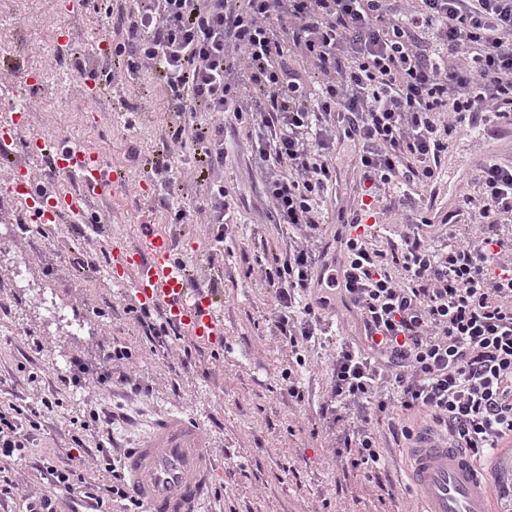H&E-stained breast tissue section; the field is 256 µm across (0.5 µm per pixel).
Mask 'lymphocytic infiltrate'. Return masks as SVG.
<instances>
[{"instance_id": "1", "label": "lymphocytic infiltrate", "mask_w": 512, "mask_h": 512, "mask_svg": "<svg viewBox=\"0 0 512 512\" xmlns=\"http://www.w3.org/2000/svg\"><path fill=\"white\" fill-rule=\"evenodd\" d=\"M103 37L87 55H104L105 84L124 88L158 76L178 120L151 179L175 198L180 151L204 167L213 223L234 221L224 184V134H242L259 169L270 223L291 229L284 253L261 264L275 288L273 326L300 350L328 335L318 271L339 238L336 295L357 313L362 340L342 343L333 361L327 411L345 422L339 445L353 470L391 493L374 412L397 411L394 441H412L414 417L443 426L475 460L512 441V156L493 153L473 171L472 194L443 220L423 202L403 223L378 208L392 191L432 187L448 139L478 112L512 120V0H100ZM220 115L204 127L195 115ZM352 142L354 201L337 200V150ZM384 237V247L374 241ZM39 411L0 410V457L25 459ZM85 477L69 456L49 468L51 493L26 512H57L55 490L89 499L104 512L130 500L122 473Z\"/></svg>"}]
</instances>
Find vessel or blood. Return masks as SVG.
Returning a JSON list of instances; mask_svg holds the SVG:
<instances>
[{
    "label": "vessel or blood",
    "mask_w": 512,
    "mask_h": 512,
    "mask_svg": "<svg viewBox=\"0 0 512 512\" xmlns=\"http://www.w3.org/2000/svg\"><path fill=\"white\" fill-rule=\"evenodd\" d=\"M59 172L78 175V193L47 194L31 183L25 170H17L14 184L31 198H47V207L35 208L31 220L53 224L66 215L91 221L85 206L89 196L118 184L121 175L95 154L78 146L57 150ZM113 258L133 267L132 301L135 306L160 309L185 335L211 344L223 330V317L211 297L194 285L186 263L162 234L143 235L135 246L114 248ZM409 484L416 489L420 512H496L491 476L447 439L420 431L408 448ZM123 469L131 496L145 512H197L208 491L213 463L200 431L184 417L159 418L138 447L130 449Z\"/></svg>",
    "instance_id": "vessel-or-blood-1"
}]
</instances>
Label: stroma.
I'll use <instances>...</instances> for the list:
<instances>
[{
    "mask_svg": "<svg viewBox=\"0 0 512 512\" xmlns=\"http://www.w3.org/2000/svg\"><path fill=\"white\" fill-rule=\"evenodd\" d=\"M68 2L16 0L10 17L0 20V109L17 98L12 70L30 69L41 78L17 137L0 152V406L20 403L43 412L30 443L35 465L8 471L14 495L0 512H23L27 500L47 493L39 470L65 464L74 418L96 413L102 419L83 436L86 478L97 483L100 453L120 460L158 415L171 410L191 419L219 464L207 512H414L417 499L401 448L391 450L394 488L385 500L336 456V428L323 412L335 345L308 343L297 377L302 396L288 394L281 373L291 359L289 339L270 329L275 290L255 267L257 258L284 251L288 234L267 223L268 201L247 155L231 152L224 164L237 216L226 226L211 223L197 162L186 152L176 178L187 217L176 222L147 164L162 151L176 119L161 82L148 76L141 87H107L86 98L82 83L91 67L76 52L99 37L101 20L91 6L69 14ZM65 17L72 39L63 46L58 21ZM35 134L100 154L122 173L119 185L90 202L101 223L66 218L16 234L10 222L17 210L13 163L23 161L39 180L50 168L47 157L27 153ZM493 145L492 138L479 142L470 134L449 142L434 190L438 215L473 192L470 172ZM147 230L169 236L198 288L220 302L222 346L188 336L160 343L135 320L133 274L110 267L108 250L116 242L134 245ZM89 257L95 266L78 267V259ZM21 263L30 267V278L11 279ZM106 340L127 346L132 359L104 361L100 345ZM77 361L88 363L90 372L77 384H62ZM106 372L112 382L103 388L97 377Z\"/></svg>",
    "mask_w": 512,
    "mask_h": 512,
    "instance_id": "1",
    "label": "stroma"
}]
</instances>
